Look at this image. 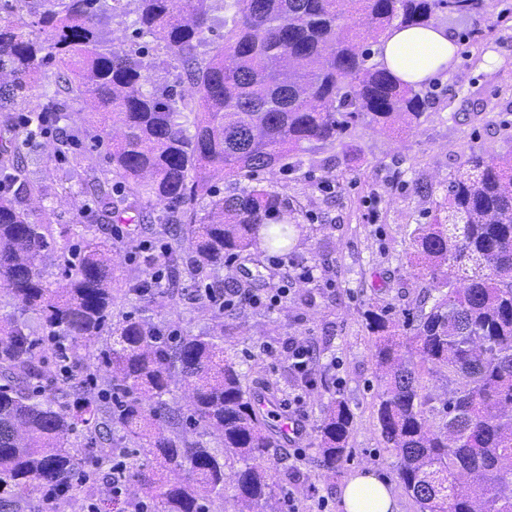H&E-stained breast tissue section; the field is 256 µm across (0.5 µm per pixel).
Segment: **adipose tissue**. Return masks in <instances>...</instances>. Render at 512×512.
<instances>
[{"label": "adipose tissue", "instance_id": "obj_1", "mask_svg": "<svg viewBox=\"0 0 512 512\" xmlns=\"http://www.w3.org/2000/svg\"><path fill=\"white\" fill-rule=\"evenodd\" d=\"M382 49L385 64L397 77L417 83L447 63L454 46L443 28L410 27L393 30ZM340 498L343 512H397L388 479L374 471L350 477Z\"/></svg>", "mask_w": 512, "mask_h": 512}]
</instances>
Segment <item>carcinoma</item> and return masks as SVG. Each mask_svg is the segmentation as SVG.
<instances>
[{"mask_svg": "<svg viewBox=\"0 0 512 512\" xmlns=\"http://www.w3.org/2000/svg\"><path fill=\"white\" fill-rule=\"evenodd\" d=\"M135 35L163 45L182 66L200 110L194 117L175 89L141 91L149 81L144 53L108 45V12L123 0H0V109L35 120L68 118L69 102L92 98L101 120L89 138L107 144L112 172L129 196L182 214L193 240L195 275L228 261L259 262L288 252L293 209L272 188L220 195L226 179L255 180L287 165L291 153L345 140L361 124L405 130L417 123L429 92L394 76L381 44L394 28L437 27L439 19L476 16L485 0H224V34L209 40L211 0H135ZM366 18L360 28L356 19ZM57 66L59 90L31 99L44 67ZM123 129L112 139L107 118ZM0 142V282L13 312L0 316V512L41 485L68 487L83 466L81 449L101 435L104 419L143 442L137 483L153 512H208L231 477L235 512H267L276 433L269 412L243 388L224 345L213 336L157 340L155 326L127 315L112 324V245L85 241L52 289L40 263L54 240L51 224L30 221L25 202L43 193L26 177L33 132L21 122ZM89 224L119 209L112 178L85 157ZM447 215L412 231L416 266L439 296L401 321L368 310L372 355L380 373L377 420L398 476L422 512H512V158L473 151L448 182ZM43 320L34 336L26 314ZM114 325L103 362L108 405L79 383L58 385L48 357L84 372L82 351ZM448 373V398L421 395L424 372ZM192 388V417L220 432L219 456L201 440L168 432L175 414L164 396L175 375ZM352 415L334 399L320 426L321 465L335 470L346 452ZM240 468H234V464ZM231 473H225V469ZM188 477L173 483L168 473Z\"/></svg>", "mask_w": 512, "mask_h": 512, "instance_id": "carcinoma-1", "label": "carcinoma"}]
</instances>
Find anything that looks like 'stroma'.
I'll use <instances>...</instances> for the list:
<instances>
[{
	"label": "stroma",
	"mask_w": 512,
	"mask_h": 512,
	"mask_svg": "<svg viewBox=\"0 0 512 512\" xmlns=\"http://www.w3.org/2000/svg\"><path fill=\"white\" fill-rule=\"evenodd\" d=\"M447 28L455 52L432 77L435 90L418 124L400 133L361 124L354 132L353 154L339 143L312 149L292 158L289 170L257 177L256 186L274 185L300 224L292 254L270 251L263 258L268 288L288 290L274 309L238 301L216 319L212 305L196 294L205 279L187 272L177 298L164 289L150 303L131 294L130 281L156 267L157 248L172 232L162 206L127 198L120 177L112 179L119 218L91 230L119 252L112 283L115 316H142L182 337L209 335L223 326L224 350L243 386L300 423L302 435L280 436L270 463L274 502L294 496L301 512H316L323 499L330 512H341V487L354 473L369 470L388 478L399 512H420L402 486L377 422L380 381L363 313L373 306L401 318L432 306L436 292L412 262V231L430 222L444 204L449 179L464 171L471 151L512 154V0H487L486 16L451 21ZM89 109L83 101L72 105L70 120L36 134L26 157L30 179L47 190L31 202L32 220L65 228L55 237L56 256L43 267L51 283L61 275L62 257L84 240L68 228L82 224L89 204L82 164L60 156L55 146L62 135L81 134L82 114ZM309 267L313 279H302ZM292 343L312 352V387L288 366ZM333 398L346 402L353 423L348 452L331 472L318 460L323 407ZM85 459L96 463L97 480L76 482L55 505L35 491L23 512H71L76 506L88 512L91 505L106 506L113 463L130 473L143 453L139 443L116 429L111 447L89 449Z\"/></svg>",
	"instance_id": "1"
}]
</instances>
